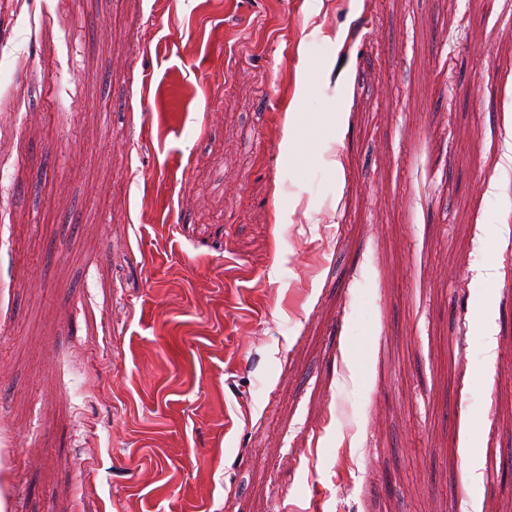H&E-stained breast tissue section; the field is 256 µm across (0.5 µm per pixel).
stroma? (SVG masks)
Returning <instances> with one entry per match:
<instances>
[{
  "label": "stroma",
  "mask_w": 512,
  "mask_h": 512,
  "mask_svg": "<svg viewBox=\"0 0 512 512\" xmlns=\"http://www.w3.org/2000/svg\"><path fill=\"white\" fill-rule=\"evenodd\" d=\"M3 101L0 512H512V0H0Z\"/></svg>",
  "instance_id": "stroma-1"
}]
</instances>
